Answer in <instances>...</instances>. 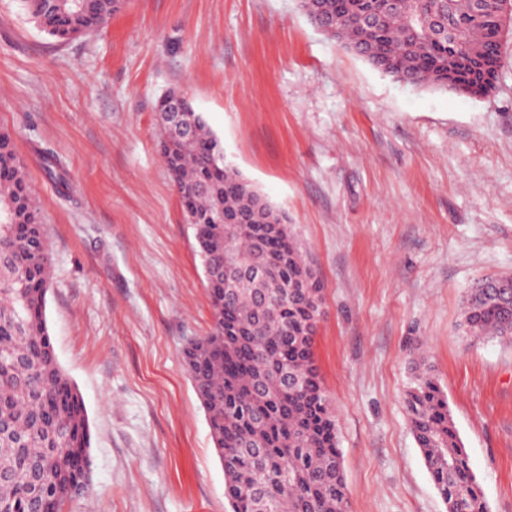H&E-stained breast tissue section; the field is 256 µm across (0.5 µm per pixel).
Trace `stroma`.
<instances>
[{
	"label": "stroma",
	"instance_id": "1",
	"mask_svg": "<svg viewBox=\"0 0 512 512\" xmlns=\"http://www.w3.org/2000/svg\"><path fill=\"white\" fill-rule=\"evenodd\" d=\"M171 89L325 285L314 353L349 512H446L408 422L420 356L490 512H512V342L462 326L471 288L512 274V29L495 89L474 98L383 74L300 0H127L77 39L0 0V130L45 226L49 333L91 431L92 486L64 512H231L182 358L212 311L158 150Z\"/></svg>",
	"mask_w": 512,
	"mask_h": 512
}]
</instances>
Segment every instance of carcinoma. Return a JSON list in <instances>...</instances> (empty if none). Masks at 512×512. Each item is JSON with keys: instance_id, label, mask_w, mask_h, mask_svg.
<instances>
[{"instance_id": "obj_1", "label": "carcinoma", "mask_w": 512, "mask_h": 512, "mask_svg": "<svg viewBox=\"0 0 512 512\" xmlns=\"http://www.w3.org/2000/svg\"><path fill=\"white\" fill-rule=\"evenodd\" d=\"M49 35L69 38L102 27L124 0H22ZM342 15L331 33L375 69L406 84L471 96L494 87L501 66L499 20L472 0H322ZM162 158L194 226L203 263L224 265V225L240 224L243 257L270 267L264 281H241L224 298V276L206 280L213 324L189 339L184 365L206 411L233 512H347L336 423L315 364L323 288L291 235L284 212L224 163L221 141L201 122L194 140L164 138ZM43 170L66 171L53 154ZM206 185L202 194L196 191ZM51 258L12 137L0 131V512H63L88 487L90 432L84 400L59 364L46 297ZM290 289L283 290V281ZM471 336L512 339V302L478 284L464 306ZM295 379L285 386L282 375ZM408 420L447 512H488L447 397L429 369L405 393ZM265 455L256 460L250 445Z\"/></svg>"}]
</instances>
